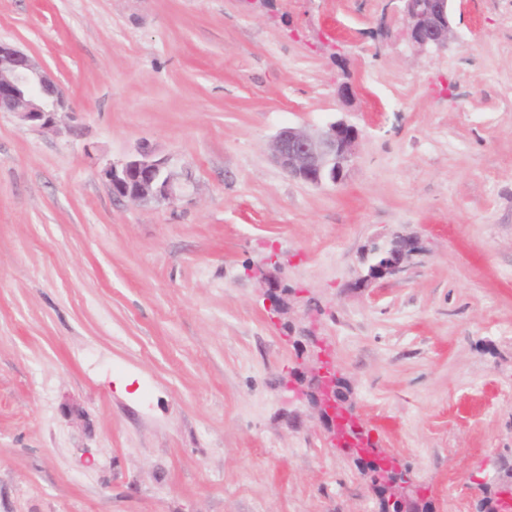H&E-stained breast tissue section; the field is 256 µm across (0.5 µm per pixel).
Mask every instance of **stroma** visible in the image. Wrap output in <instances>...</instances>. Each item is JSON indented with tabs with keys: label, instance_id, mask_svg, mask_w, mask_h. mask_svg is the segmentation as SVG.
I'll use <instances>...</instances> for the list:
<instances>
[{
	"label": "stroma",
	"instance_id": "obj_1",
	"mask_svg": "<svg viewBox=\"0 0 512 512\" xmlns=\"http://www.w3.org/2000/svg\"><path fill=\"white\" fill-rule=\"evenodd\" d=\"M385 4L0 0L67 98L55 132L0 112V512H378L284 386L290 322L434 512H475L512 456V0H457L421 53ZM340 119V183L272 161ZM144 145L174 197L114 200L100 169ZM396 233L418 264L350 289ZM270 259L286 313L247 275Z\"/></svg>",
	"mask_w": 512,
	"mask_h": 512
}]
</instances>
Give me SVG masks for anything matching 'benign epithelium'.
Here are the masks:
<instances>
[{"label":"benign epithelium","mask_w":512,"mask_h":512,"mask_svg":"<svg viewBox=\"0 0 512 512\" xmlns=\"http://www.w3.org/2000/svg\"><path fill=\"white\" fill-rule=\"evenodd\" d=\"M409 45L417 51L448 49L455 39L454 0H397ZM62 89L49 79L30 55L18 48L0 43V112L14 114L33 129L57 126V115L65 108ZM359 145V131L343 120L321 128L306 130L284 127L270 143L276 164L291 178L312 186L335 184L342 180ZM101 177L110 193L118 199L136 204H149L170 199L173 174L168 161L157 158L143 148L119 164H109ZM399 245L382 252L371 262L362 256L365 272L352 287L366 288L377 280L394 278L416 264L425 254L421 240L415 235L396 234ZM264 266L249 268V276L266 285L264 299L279 310H288L289 291L275 270ZM289 340L296 348L297 366L291 377L295 397L304 398L315 410L318 421L338 449L360 465L372 488L386 505V512H422L409 470L391 454H367L357 446L364 436L353 411L350 391H341L344 377L327 358L326 344L311 327L289 328ZM489 483L497 489L502 505L512 504V476L505 478L499 469L476 487L482 492Z\"/></svg>","instance_id":"7a95c632"}]
</instances>
